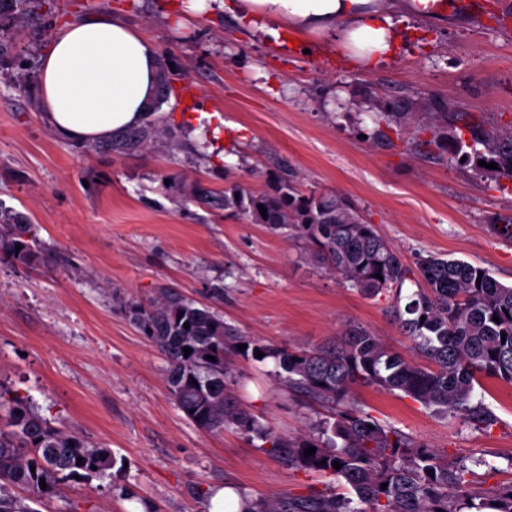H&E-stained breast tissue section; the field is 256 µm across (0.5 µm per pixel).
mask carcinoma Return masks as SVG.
Wrapping results in <instances>:
<instances>
[{
    "mask_svg": "<svg viewBox=\"0 0 512 512\" xmlns=\"http://www.w3.org/2000/svg\"><path fill=\"white\" fill-rule=\"evenodd\" d=\"M43 7L44 0H0V15L8 9L19 19ZM446 116L432 113L429 144L447 146L459 159L494 162L512 179V130L468 121L470 139L450 141L440 124ZM161 123V117L151 118L107 147L116 154L151 149L166 133ZM224 207L303 240L328 274L359 293L392 298L404 335L428 360L426 365L409 360L356 324L312 348L258 344L226 324L212 307L197 305L166 286L147 302L125 301L130 320L164 354L168 391L189 420L205 431L234 426L252 433L268 444L270 453L298 468L328 473L355 495L245 499L241 512H512V484L482 493L466 480L473 466L495 470L486 459L449 462L362 411L353 398L354 389L373 387L399 393L440 415L453 413L474 431L487 433L498 426L499 417L476 398L475 386L482 377L512 384V286L459 259L429 255L413 267L404 264L399 251L342 195L304 193L293 175L274 176L267 189L256 193L234 186L224 195ZM49 259L32 225L0 224V262L31 265ZM408 281L420 288L402 306ZM240 344L251 350H238ZM185 347L191 349L187 356ZM259 351L276 361L279 385L319 402L331 418L297 437L278 435L257 421L231 395L229 382L233 357L250 352L255 358ZM308 447L315 454L306 457ZM336 461L342 464L338 470L333 468ZM114 465L110 449L75 429L52 425L27 398L0 386V512H39L35 505L65 480L104 475ZM355 501L363 507L352 506Z\"/></svg>",
    "mask_w": 512,
    "mask_h": 512,
    "instance_id": "carcinoma-1",
    "label": "carcinoma"
}]
</instances>
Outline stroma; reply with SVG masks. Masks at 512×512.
I'll list each match as a JSON object with an SVG mask.
<instances>
[{"label":"stroma","instance_id":"35a3bbf8","mask_svg":"<svg viewBox=\"0 0 512 512\" xmlns=\"http://www.w3.org/2000/svg\"><path fill=\"white\" fill-rule=\"evenodd\" d=\"M182 0H56L50 24L15 31L0 54V213L34 225L52 262L0 264V384L29 398L57 426L109 448L118 465L74 479L42 512H201L215 487L253 500L272 494H349L335 477L288 465L231 427L207 432L172 400L167 362L129 321L118 298L147 300L160 286L212 305L251 340L314 347L347 325L411 354L391 298H368L328 276L303 242L195 201L201 183L223 195L259 190L295 169L303 189L343 194L398 249L405 264L429 254L463 259L512 284V239L491 226L512 215V179L463 167L429 146L430 112H464L512 127V0H459L447 22L395 17L391 59L355 67L328 39L292 48L233 14ZM124 12L171 63L160 112L175 139L118 155L60 139L39 105L38 63L52 23ZM411 119L379 138L386 102ZM231 389L275 432H308L322 409L277 383L274 359H234ZM500 423L472 431L409 398L359 388L360 408L448 457L482 456L472 487L512 483V385L478 390Z\"/></svg>","mask_w":512,"mask_h":512}]
</instances>
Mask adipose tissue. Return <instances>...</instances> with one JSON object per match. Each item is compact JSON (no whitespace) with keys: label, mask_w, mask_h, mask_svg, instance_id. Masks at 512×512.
I'll list each match as a JSON object with an SVG mask.
<instances>
[{"label":"adipose tissue","mask_w":512,"mask_h":512,"mask_svg":"<svg viewBox=\"0 0 512 512\" xmlns=\"http://www.w3.org/2000/svg\"><path fill=\"white\" fill-rule=\"evenodd\" d=\"M242 21L308 37L333 36L361 69L395 52L392 13L447 19L453 0H222ZM160 66L155 46L119 14L54 25L40 62L39 102L62 139L88 143L141 125L155 97Z\"/></svg>","instance_id":"1"}]
</instances>
